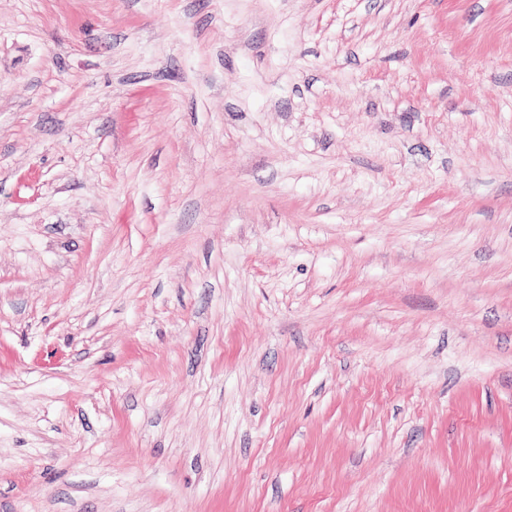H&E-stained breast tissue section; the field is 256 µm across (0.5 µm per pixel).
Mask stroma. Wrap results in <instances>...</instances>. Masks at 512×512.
Segmentation results:
<instances>
[{
	"mask_svg": "<svg viewBox=\"0 0 512 512\" xmlns=\"http://www.w3.org/2000/svg\"><path fill=\"white\" fill-rule=\"evenodd\" d=\"M0 512H512V0H0Z\"/></svg>",
	"mask_w": 512,
	"mask_h": 512,
	"instance_id": "obj_1",
	"label": "stroma"
}]
</instances>
